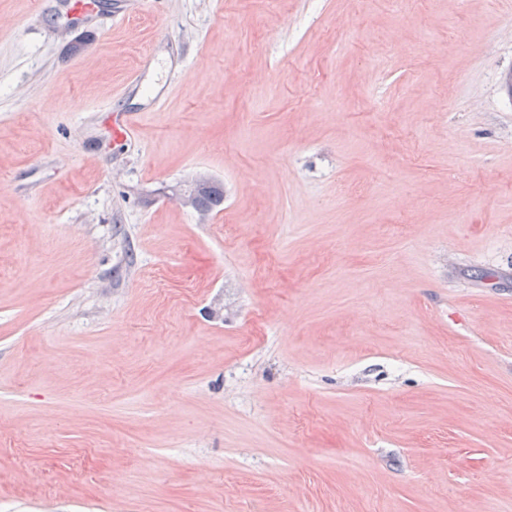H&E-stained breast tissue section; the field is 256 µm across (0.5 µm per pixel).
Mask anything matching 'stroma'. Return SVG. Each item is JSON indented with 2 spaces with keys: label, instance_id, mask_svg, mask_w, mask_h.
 <instances>
[{
  "label": "stroma",
  "instance_id": "35a3bbf8",
  "mask_svg": "<svg viewBox=\"0 0 512 512\" xmlns=\"http://www.w3.org/2000/svg\"><path fill=\"white\" fill-rule=\"evenodd\" d=\"M124 2L0 0V512H512V0ZM98 3L97 0H64L63 23L69 26L78 24L96 12ZM206 181L208 179L204 176L195 178L188 188L177 196L179 202L185 206L194 207L196 199L198 211L214 212L224 203V190L220 184L209 180L207 186L198 193L196 198L197 191Z\"/></svg>",
  "mask_w": 512,
  "mask_h": 512
}]
</instances>
